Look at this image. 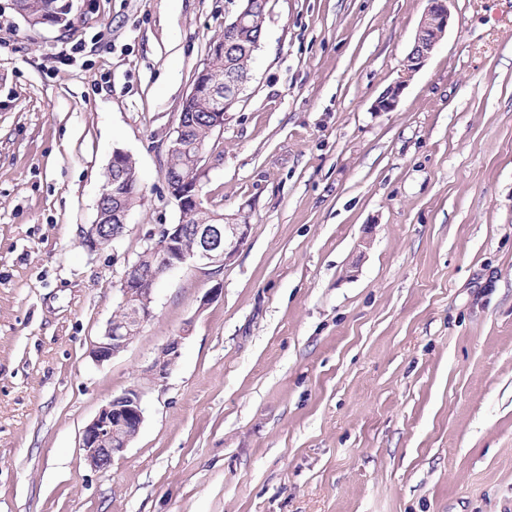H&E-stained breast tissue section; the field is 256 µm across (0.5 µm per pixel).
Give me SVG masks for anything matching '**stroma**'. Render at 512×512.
<instances>
[{
    "mask_svg": "<svg viewBox=\"0 0 512 512\" xmlns=\"http://www.w3.org/2000/svg\"><path fill=\"white\" fill-rule=\"evenodd\" d=\"M241 7L73 0L34 27L0 0V512H512V0H451L392 112L426 0H267L198 177L248 237L94 360L126 263L179 221L167 145ZM116 148L144 198L92 251ZM130 388L141 430L91 468L81 432ZM408 75L402 74L393 86L387 88L375 101L374 109L378 112H391L396 109L400 95L406 86ZM182 336H174L161 348L159 356L154 360L151 371L154 379L166 378L180 357Z\"/></svg>",
    "mask_w": 512,
    "mask_h": 512,
    "instance_id": "35a3bbf8",
    "label": "stroma"
}]
</instances>
